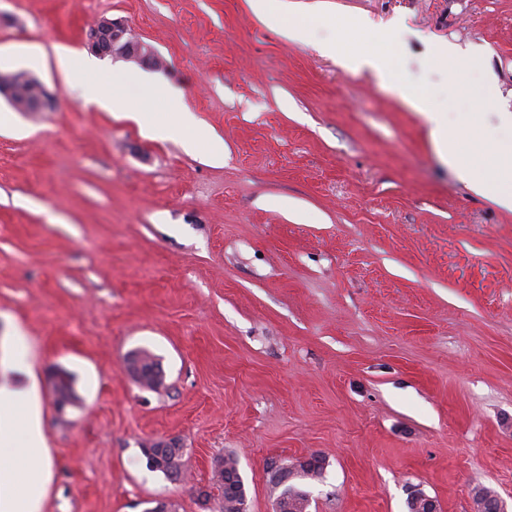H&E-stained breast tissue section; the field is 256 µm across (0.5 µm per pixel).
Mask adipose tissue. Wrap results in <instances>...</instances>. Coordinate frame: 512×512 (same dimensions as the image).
<instances>
[{"mask_svg": "<svg viewBox=\"0 0 512 512\" xmlns=\"http://www.w3.org/2000/svg\"><path fill=\"white\" fill-rule=\"evenodd\" d=\"M248 3L257 18L274 11L283 15L282 33L288 39L299 43L312 40L314 21L290 16L284 0H248ZM323 48L340 58L351 72H375L429 127L440 161L451 167L475 194L512 212V141L504 143L498 138L499 129H512V109L506 107L499 112V126L494 129L470 122L464 116L450 119L447 113L431 105L427 90L408 93L398 76L400 62L395 39L388 32L379 34L370 46L357 43L346 49L336 41L327 40ZM60 64L69 82L80 90L85 104L103 109L125 104L129 109H136V102L127 98L124 81H113L108 89L96 81L99 68L93 61L67 54L61 57ZM146 96L163 98L169 105L168 114L159 121L160 127L182 128L187 134L188 149L204 148L212 158L223 159V139L184 110L180 95L171 87L160 82L147 84ZM489 151L493 152L495 162L486 170L477 169L464 159L468 153L481 155ZM0 356L11 370L27 378L22 387L10 382L0 384V512H42L52 481V454L45 435L34 366L21 331H14Z\"/></svg>", "mask_w": 512, "mask_h": 512, "instance_id": "adipose-tissue-1", "label": "adipose tissue"}]
</instances>
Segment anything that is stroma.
<instances>
[{
	"label": "stroma",
	"instance_id": "stroma-1",
	"mask_svg": "<svg viewBox=\"0 0 512 512\" xmlns=\"http://www.w3.org/2000/svg\"><path fill=\"white\" fill-rule=\"evenodd\" d=\"M319 9L317 38L400 21L402 70L435 106L496 121L512 93V0H287ZM164 61L104 58L177 90L224 159L85 105L59 64L89 55L100 18ZM247 0H0V73L53 94L45 112L0 97V337L34 359L53 482L43 512H218L231 455L247 512H274L272 465L315 453L308 512H512V212L473 193L429 130L370 72L288 41ZM482 53L456 80L428 46ZM160 361L151 390L126 370ZM72 401L55 405L52 377ZM177 439L185 475L147 468Z\"/></svg>",
	"mask_w": 512,
	"mask_h": 512
}]
</instances>
